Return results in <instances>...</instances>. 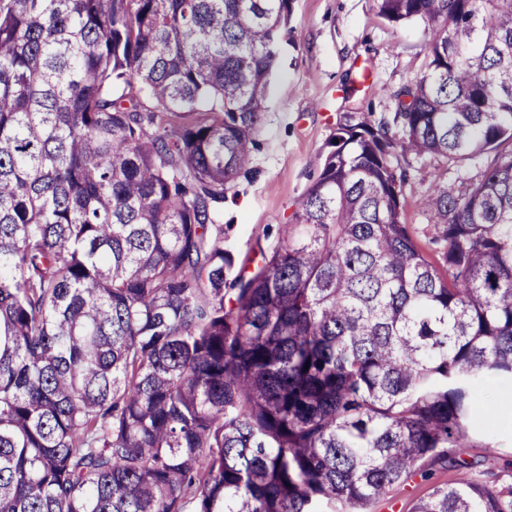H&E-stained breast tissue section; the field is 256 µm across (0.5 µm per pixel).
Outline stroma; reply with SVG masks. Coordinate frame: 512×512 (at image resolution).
I'll use <instances>...</instances> for the list:
<instances>
[{
  "instance_id": "obj_1",
  "label": "stroma",
  "mask_w": 512,
  "mask_h": 512,
  "mask_svg": "<svg viewBox=\"0 0 512 512\" xmlns=\"http://www.w3.org/2000/svg\"><path fill=\"white\" fill-rule=\"evenodd\" d=\"M426 39L421 24L395 25L381 17L377 0H291L252 169L227 191L224 201V247L237 264L258 260L260 250L276 244L278 226L293 223L341 118L361 112L375 123L392 121L391 96L423 72ZM492 159L487 153L444 167L433 158L396 151L394 164L406 174L404 222L431 258L439 257L442 245L434 239L433 218L418 206L420 196L440 181L450 191L464 189ZM503 391L512 394L511 381L476 388V427L459 450L462 458L495 472L512 460V421L501 419L496 410ZM462 476V471L440 468L429 482L412 477L372 503L371 512H412L432 484L455 483Z\"/></svg>"
}]
</instances>
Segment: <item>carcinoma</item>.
Here are the masks:
<instances>
[{"instance_id": "1", "label": "carcinoma", "mask_w": 512, "mask_h": 512, "mask_svg": "<svg viewBox=\"0 0 512 512\" xmlns=\"http://www.w3.org/2000/svg\"><path fill=\"white\" fill-rule=\"evenodd\" d=\"M427 32L393 123L349 115L295 223L224 249L291 0H0V512H512L457 455L512 379V152L403 220L395 147L512 142V0H377ZM462 477V471L438 468L430 481H424L420 476H415L402 484L393 486L387 496L372 503L369 509L372 512H412L415 503L430 492L433 483H455Z\"/></svg>"}]
</instances>
